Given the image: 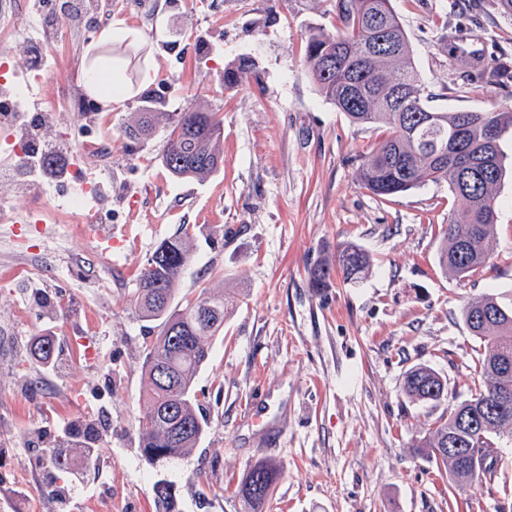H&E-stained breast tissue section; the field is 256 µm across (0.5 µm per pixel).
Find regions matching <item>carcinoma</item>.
<instances>
[{
	"label": "carcinoma",
	"instance_id": "obj_1",
	"mask_svg": "<svg viewBox=\"0 0 512 512\" xmlns=\"http://www.w3.org/2000/svg\"><path fill=\"white\" fill-rule=\"evenodd\" d=\"M337 33L309 37L305 63L319 92L358 125L389 130L361 158L358 177L367 190L387 198L429 181L445 182L461 201L458 216L448 222L440 264L456 278L485 266L495 237L498 190L509 178L502 141L512 134V107L499 112H440L429 106L413 63L406 32L391 0H336ZM253 63L242 58L224 69V88L247 78ZM171 127L161 161L180 180L204 181L222 161L223 123L202 108L138 113L128 129L135 140L152 137L159 124ZM497 130L485 141L488 126ZM188 233L169 238L154 250L135 280V311L158 323L159 332L146 347L143 362L147 412L137 419L136 433L144 457L154 463L181 459L200 439L205 422L197 413L195 378L209 359V339L224 328L232 303L222 294L202 289L178 297L190 263ZM369 255L357 244L336 246V260H321L309 273V287L320 293L332 287V274L346 280L363 278ZM462 319L470 333L485 343L478 360L482 385L471 398L440 415L422 437L427 457L442 463L455 488L479 483L496 471L498 441L512 437V293H487L469 302ZM404 391L413 401L439 403L446 397L442 377L433 368L410 369ZM76 458L47 455L56 475L66 476L76 464L96 463L97 453L75 449ZM279 478L271 462L256 463L242 479L236 495L240 512H263ZM165 512H177L171 483L153 487Z\"/></svg>",
	"mask_w": 512,
	"mask_h": 512
}]
</instances>
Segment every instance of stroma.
Listing matches in <instances>:
<instances>
[{"instance_id":"obj_1","label":"stroma","mask_w":512,"mask_h":512,"mask_svg":"<svg viewBox=\"0 0 512 512\" xmlns=\"http://www.w3.org/2000/svg\"><path fill=\"white\" fill-rule=\"evenodd\" d=\"M434 109L512 106V82L478 79V49L512 71V10L503 0H392ZM335 0H114L109 25L57 35L48 69L30 64L41 34L33 0L0 15V51L25 88L21 107L43 141L72 140L69 157L97 186L86 208L103 238L69 207L68 183L29 192L0 146V512H164L152 495L172 483L179 512H237L246 472L280 469L269 512H512V440L491 479L452 489L416 445L481 383L484 350L461 318L473 299L512 290V181L498 197L489 263L458 280L439 263L461 210L447 183L386 199L357 179L359 155L386 128L351 123L314 84L303 57L311 33L336 31ZM254 68L225 89L224 68ZM120 77L104 102L90 72ZM152 96L160 112L200 105L224 126V157L207 180H177L159 153L166 129L131 143L124 130ZM98 127L104 161L83 159L84 125ZM188 233L193 261L180 289L211 288L237 305L210 342L195 385L207 426L188 454L150 464L133 429L147 410L144 348L155 323L137 318L136 270L165 239ZM371 257L358 282L334 275L318 293L309 271L338 243ZM38 264L40 277L29 267ZM56 338L59 373L27 358ZM434 368L447 399L411 401L403 377ZM111 420L96 467L44 496L43 452L69 421Z\"/></svg>"}]
</instances>
